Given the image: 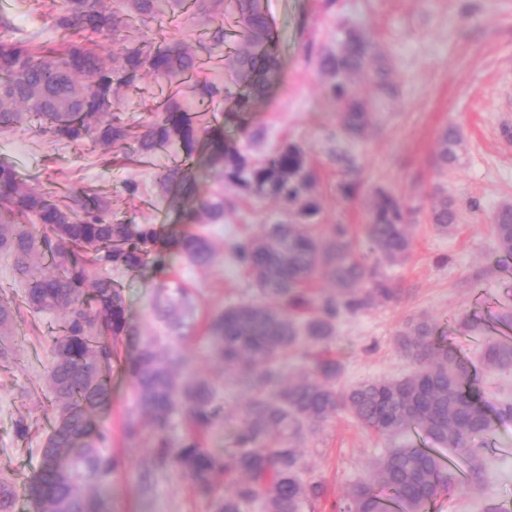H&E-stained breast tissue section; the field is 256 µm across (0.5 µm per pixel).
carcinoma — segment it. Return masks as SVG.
I'll use <instances>...</instances> for the list:
<instances>
[{"instance_id":"1","label":"carcinoma","mask_w":512,"mask_h":512,"mask_svg":"<svg viewBox=\"0 0 512 512\" xmlns=\"http://www.w3.org/2000/svg\"><path fill=\"white\" fill-rule=\"evenodd\" d=\"M186 0H61L54 17L60 39L51 47L38 34L22 38L0 34V130H12L35 117L41 128L104 149L123 146L126 129L114 111L121 92L145 73L172 79L195 70L198 52L173 40L167 28L150 27L165 12L185 9ZM210 18V43L224 42V0H197ZM241 44L227 57L233 82L205 84L203 98L224 97L222 122H197L178 100L169 98L162 114L137 141L146 157L170 143L191 158L205 151L207 165L221 179L264 196L280 199L307 220L315 217L316 174L305 152L285 145L255 161L224 137V126L239 125L280 73L274 32L261 0H232ZM96 34L120 45L103 59ZM374 46L348 34L339 51L319 54L328 74L331 97L342 109L340 126L358 137L370 121L367 102L352 92L347 76L369 66ZM462 143L458 127L439 137L437 164L456 160ZM165 193L195 197L196 222L224 220V196L203 194L193 175L173 167L160 177ZM458 215L441 197L431 223L446 231ZM372 261L354 253L346 224H287L269 220L258 236L233 241L230 255L250 279L255 298L227 305L204 323L207 352L220 364L213 376L196 373L177 342L194 328L195 299L181 282L161 286L159 312L167 335L137 337L135 354L124 372L132 397L122 434L134 442L152 430L150 457L143 463V490L160 470L175 469L210 512H305L324 496V485L305 462L300 445L340 410L363 427L393 439L417 427L432 442L469 464L477 482V440L488 439L493 419H512V400L495 404L476 387V373L454 350L435 342V324L423 316L409 320L396 334V345L412 373L378 378L351 387L341 385L342 366L323 354L336 339L338 322L400 298L382 264L403 262L411 250L410 225L400 201L377 192L366 225ZM499 251L512 258V207L497 211L492 224ZM158 240L151 224H114L108 198L82 192L60 200L38 192L0 163V255L12 261L22 302L34 313L63 311L53 337L52 361L45 384L51 395L52 424L39 449L38 471L24 483L39 512H110L100 490L123 471L127 459L112 450V430L104 415L112 409V360L117 346L132 338L120 289L106 270H136ZM190 265L209 267L215 257L210 237L186 231L175 242ZM316 278L327 290L311 288ZM16 321L13 300L0 298V362L15 358L11 341ZM481 360L489 371L512 369V343L490 337ZM247 395L238 450L218 454L207 440L224 425V386ZM184 432L170 435L174 417ZM229 477L228 485L220 483ZM457 480L431 448L401 444L388 448L347 490L336 512H426ZM17 480L0 476V512H13Z\"/></svg>"}]
</instances>
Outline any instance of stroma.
<instances>
[{
	"label": "stroma",
	"mask_w": 512,
	"mask_h": 512,
	"mask_svg": "<svg viewBox=\"0 0 512 512\" xmlns=\"http://www.w3.org/2000/svg\"><path fill=\"white\" fill-rule=\"evenodd\" d=\"M263 6L273 23L281 72L253 112L245 114L243 128L225 127V137L255 159L287 144L304 148L319 178L315 221L349 225L355 252L365 250L364 226L377 189L401 200L411 226L412 251L405 263L389 270L402 291L400 300L342 319L327 349L343 365V385L407 374L410 366L395 335L410 317L423 314L435 323L436 341L456 349L476 371L488 401L512 399V371H487L480 360L486 338L500 329L498 315L512 310V259L502 257L492 232L495 213L512 205V138L502 134L503 126L512 127V0H263ZM0 11L11 17L17 35L36 31L43 41L57 38L50 8L34 6L32 0H0ZM224 29L223 46L203 54L201 65L181 83L148 74L121 95L116 109L129 131L125 148L107 152L34 124L0 134V161L36 191L61 196L94 191L111 200L113 222L157 228L159 240L146 264L112 274L129 321L143 336L160 327V286L170 279L192 290L201 319L227 301L251 299L245 273L229 256V243L260 233L273 215L299 221L279 201L221 183L207 174L204 155H195L192 170L202 176V189L224 194V221L205 227L217 250L214 263L204 269L191 266L172 246L188 228L187 206L172 202L159 184L161 174L184 157L174 148L144 159L134 151L138 135L170 96L192 113L223 112V100L201 98L194 87L227 80L225 57L235 45L232 17H225ZM349 30L374 44V65L386 69L395 87L393 96L379 98L369 72L350 75L349 84L373 113L364 135L355 139L342 132L339 108L327 92L330 78L317 66L319 52L338 49ZM451 124L460 126L463 142L457 164L443 174L436 162L438 139ZM252 131L260 132L259 143L250 142ZM346 182L354 183L352 194L342 192ZM439 191L458 213L457 224L447 232L430 221ZM464 316L480 321L481 330L460 327ZM59 324V314L21 310L17 357L0 366V473L20 482L38 468L51 418L43 379ZM132 350L131 344L121 345L112 364L108 424L112 446L127 455L128 467L104 491L110 510L208 512V503L173 470L157 477L150 496L140 492L136 467L150 444L125 442L121 433L130 396L121 360ZM245 403L239 390L225 392L224 431L209 442L214 452L234 449ZM22 417L29 424L23 440L14 430ZM387 446L346 411L326 421L303 445L306 460L326 485L314 512H332ZM479 461L487 488L512 505V420L495 422ZM456 468L457 482L428 512H481L483 498L466 465Z\"/></svg>",
	"instance_id": "35a3bbf8"
}]
</instances>
